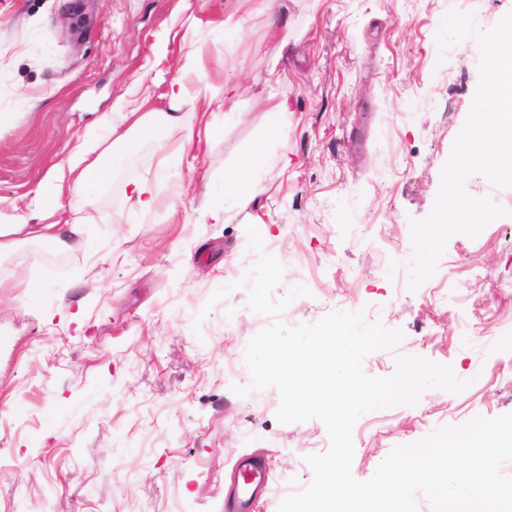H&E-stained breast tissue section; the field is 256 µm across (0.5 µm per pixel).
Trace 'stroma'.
Listing matches in <instances>:
<instances>
[{
  "label": "stroma",
  "instance_id": "35a3bbf8",
  "mask_svg": "<svg viewBox=\"0 0 512 512\" xmlns=\"http://www.w3.org/2000/svg\"><path fill=\"white\" fill-rule=\"evenodd\" d=\"M277 4L273 30L266 0H0L1 224L44 223L53 167L84 142L111 146L102 119L126 101L167 109L171 84L187 80L181 110L200 132L186 150L179 128L164 130V148L143 140L74 205L84 232L68 247L0 255V512H224L244 454L276 479L256 512L310 483L305 457L328 450L324 424L279 423L278 391L248 388L246 347L270 322L247 306L250 224L284 266L273 298L309 290L283 324L361 310L404 333L365 357L366 374L419 356L468 383L363 415L355 478L395 446L512 412V374L497 365L512 360V222L452 236L435 274L409 287L410 222L433 209L479 82L475 40L443 49L436 34L453 10L491 29L512 0ZM229 18L240 33L225 31ZM198 68L212 93L192 83ZM271 69L280 81L268 85ZM282 100L276 142L267 112ZM261 148L275 155L267 192L216 223L225 176ZM164 152L171 174L154 207L131 213V182L153 177Z\"/></svg>",
  "mask_w": 512,
  "mask_h": 512
}]
</instances>
